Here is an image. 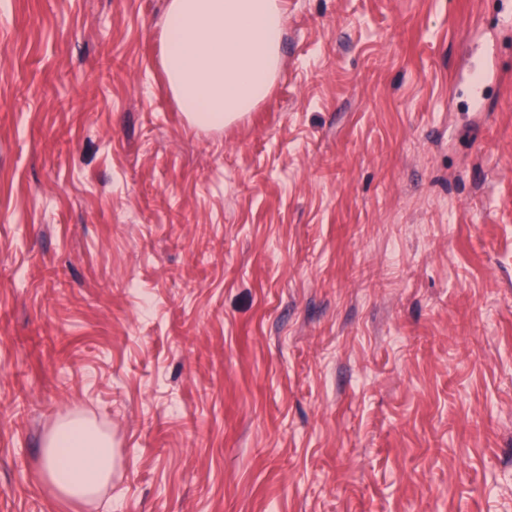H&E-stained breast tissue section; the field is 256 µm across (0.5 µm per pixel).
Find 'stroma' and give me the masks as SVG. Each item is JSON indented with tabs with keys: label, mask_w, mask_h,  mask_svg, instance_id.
I'll list each match as a JSON object with an SVG mask.
<instances>
[{
	"label": "stroma",
	"mask_w": 512,
	"mask_h": 512,
	"mask_svg": "<svg viewBox=\"0 0 512 512\" xmlns=\"http://www.w3.org/2000/svg\"><path fill=\"white\" fill-rule=\"evenodd\" d=\"M165 3L0 0V512H512V0H286L217 129ZM44 474L61 499H94L112 477L110 438L80 419L61 423L48 436Z\"/></svg>",
	"instance_id": "stroma-1"
}]
</instances>
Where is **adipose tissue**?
<instances>
[{"label":"adipose tissue","mask_w":512,"mask_h":512,"mask_svg":"<svg viewBox=\"0 0 512 512\" xmlns=\"http://www.w3.org/2000/svg\"><path fill=\"white\" fill-rule=\"evenodd\" d=\"M284 0H167L164 69L188 120L220 127L269 94L281 61ZM44 474L61 499H94L112 477L110 438L80 419L48 437Z\"/></svg>","instance_id":"1"}]
</instances>
